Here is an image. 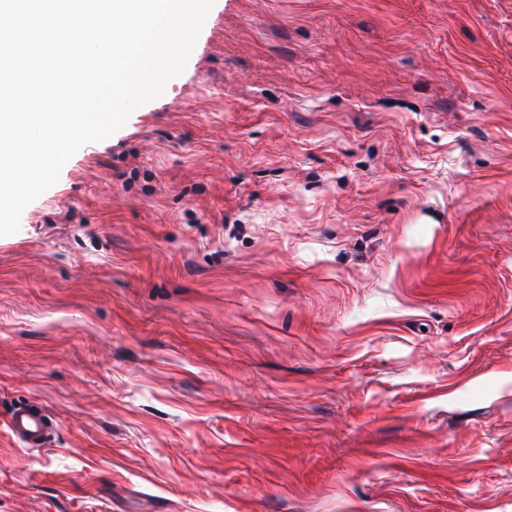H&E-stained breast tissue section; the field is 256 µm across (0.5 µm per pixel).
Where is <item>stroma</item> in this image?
Listing matches in <instances>:
<instances>
[{"mask_svg":"<svg viewBox=\"0 0 512 512\" xmlns=\"http://www.w3.org/2000/svg\"><path fill=\"white\" fill-rule=\"evenodd\" d=\"M0 512H512V0H215L0 236ZM8 428L23 447L43 448L50 441L55 423L41 405L29 402L11 413Z\"/></svg>","mask_w":512,"mask_h":512,"instance_id":"35a3bbf8","label":"stroma"}]
</instances>
